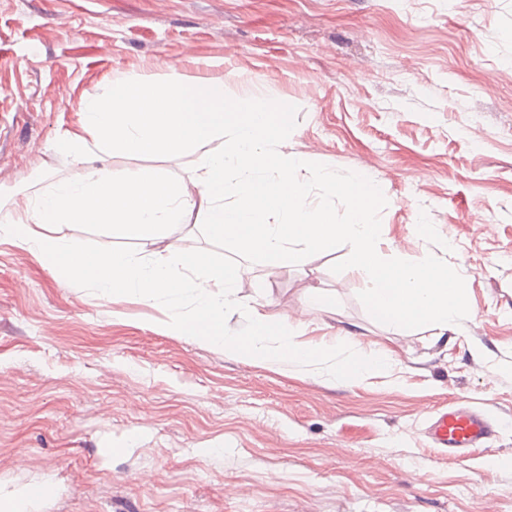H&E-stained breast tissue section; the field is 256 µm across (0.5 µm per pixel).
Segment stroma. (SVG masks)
<instances>
[{
  "label": "stroma",
  "mask_w": 512,
  "mask_h": 512,
  "mask_svg": "<svg viewBox=\"0 0 512 512\" xmlns=\"http://www.w3.org/2000/svg\"><path fill=\"white\" fill-rule=\"evenodd\" d=\"M118 75L296 105L279 153L374 181L381 252L454 266L469 315L441 337L377 322L368 276L330 270L346 245L243 262L303 340L403 365L346 384L175 335L158 302L104 300L1 236L0 490L54 484L39 512H512V0H0V214L101 165L191 184L195 152L63 147ZM457 399L507 424L455 460L422 428Z\"/></svg>",
  "instance_id": "35a3bbf8"
}]
</instances>
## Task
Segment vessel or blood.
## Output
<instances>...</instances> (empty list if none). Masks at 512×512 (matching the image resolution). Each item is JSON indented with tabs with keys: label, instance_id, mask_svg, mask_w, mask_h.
<instances>
[{
	"label": "vessel or blood",
	"instance_id": "vessel-or-blood-1",
	"mask_svg": "<svg viewBox=\"0 0 512 512\" xmlns=\"http://www.w3.org/2000/svg\"><path fill=\"white\" fill-rule=\"evenodd\" d=\"M501 425L500 418L482 409L456 403L434 412L425 435L439 453L463 458L484 447Z\"/></svg>",
	"mask_w": 512,
	"mask_h": 512
}]
</instances>
